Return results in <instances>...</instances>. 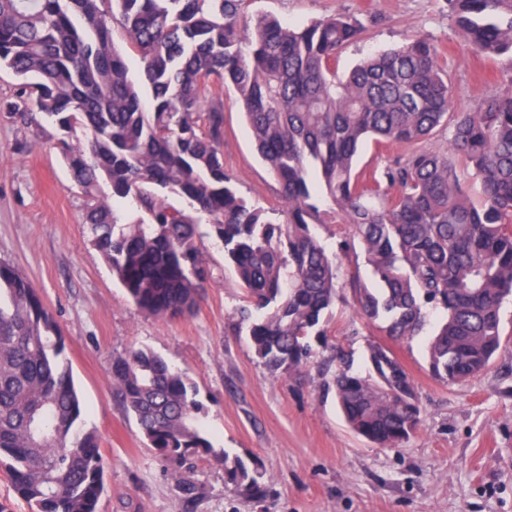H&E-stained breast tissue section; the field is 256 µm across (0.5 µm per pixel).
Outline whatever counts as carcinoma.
Returning <instances> with one entry per match:
<instances>
[{
  "instance_id": "carcinoma-1",
  "label": "carcinoma",
  "mask_w": 512,
  "mask_h": 512,
  "mask_svg": "<svg viewBox=\"0 0 512 512\" xmlns=\"http://www.w3.org/2000/svg\"><path fill=\"white\" fill-rule=\"evenodd\" d=\"M243 2L0 0V69L19 81L0 113L62 132L54 148L83 193L90 242L140 310L172 320L203 300L211 269L197 240L207 220L243 288L235 315L255 357L272 375H291L313 362V344L330 349L350 428L379 448H401L420 423L412 378L377 341L367 347L370 371H352L324 330L338 265L310 230L330 218L318 199L353 226L378 282L351 283L361 319L412 342L437 311L432 376L451 384L481 374L503 347L501 310L512 299V88L451 111L448 73L419 33L339 79L336 60L364 33L361 21L260 15L246 24ZM447 2L476 52L512 55V0ZM116 21L137 80L112 39ZM227 87L279 182L278 221L239 196L224 171ZM449 122L448 151L420 147ZM369 142L409 151L364 178L355 162ZM461 171L480 181L479 197ZM167 193L190 209L168 204ZM65 345L28 278L1 262L0 466L32 512H98L104 490L99 438L83 428ZM112 383L161 459L215 453L193 384L163 357L137 348L113 358ZM219 457L225 484L257 497L258 468L225 450Z\"/></svg>"
}]
</instances>
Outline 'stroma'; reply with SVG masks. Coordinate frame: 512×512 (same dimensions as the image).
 I'll use <instances>...</instances> for the list:
<instances>
[{"label":"stroma","instance_id":"obj_1","mask_svg":"<svg viewBox=\"0 0 512 512\" xmlns=\"http://www.w3.org/2000/svg\"><path fill=\"white\" fill-rule=\"evenodd\" d=\"M245 11L286 23L333 13L360 20L366 34L340 53L341 74L422 32L448 72L456 112L512 86V57L489 61L470 49L447 0H246ZM54 133L49 125L37 134L0 116V262L30 280L67 338L83 425L97 432L105 463L99 512H512V342L486 372L450 385L431 376L424 340L394 345L414 381L421 424L405 447H375L345 423L330 374L313 365L288 378L272 376L245 334L235 333L230 315L243 291L218 239H203L213 276L192 315L165 320L132 303L89 242L83 199L49 145ZM224 169L248 202L280 207V186L230 89ZM314 230L340 263L336 305L325 325L329 341L349 354L354 371H366L367 343L378 334L357 316L349 286L354 275L371 280L362 249L350 225ZM142 347L187 373L213 448L258 467L263 498L248 500L225 486L215 455L176 468L146 447L111 374L113 357ZM176 469L196 486L195 499L176 489Z\"/></svg>","mask_w":512,"mask_h":512}]
</instances>
